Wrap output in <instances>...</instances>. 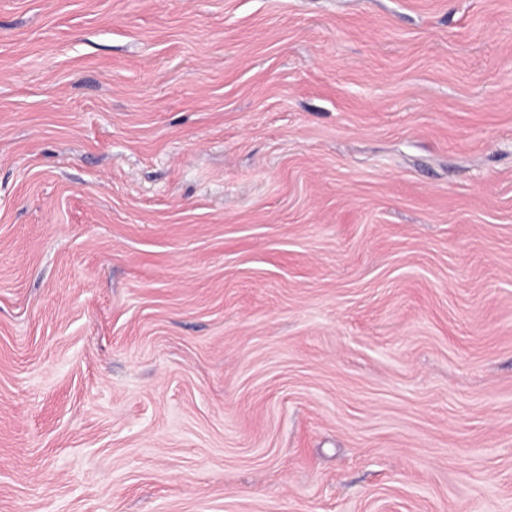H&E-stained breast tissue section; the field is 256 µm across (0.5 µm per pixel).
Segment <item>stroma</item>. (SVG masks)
<instances>
[{"instance_id": "obj_1", "label": "stroma", "mask_w": 512, "mask_h": 512, "mask_svg": "<svg viewBox=\"0 0 512 512\" xmlns=\"http://www.w3.org/2000/svg\"><path fill=\"white\" fill-rule=\"evenodd\" d=\"M0 512H512V0H0Z\"/></svg>"}]
</instances>
